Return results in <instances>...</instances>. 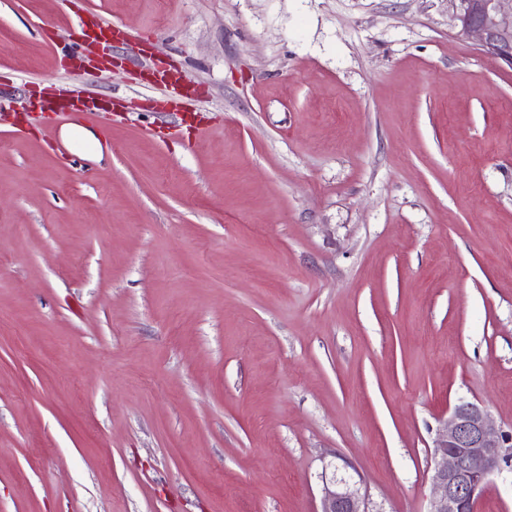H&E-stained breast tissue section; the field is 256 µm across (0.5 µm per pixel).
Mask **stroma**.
<instances>
[{"label":"stroma","mask_w":512,"mask_h":512,"mask_svg":"<svg viewBox=\"0 0 512 512\" xmlns=\"http://www.w3.org/2000/svg\"><path fill=\"white\" fill-rule=\"evenodd\" d=\"M108 23L112 69L54 32ZM0 512H426L512 431V67L449 0H0ZM161 61L197 86L149 91ZM74 86L101 159L24 110ZM433 448L426 512H474L490 477L512 461V433L503 431L480 404L460 401ZM332 476L327 480L322 476L320 510L317 512H372L366 494L350 485V478L337 476L336 465Z\"/></svg>","instance_id":"obj_1"}]
</instances>
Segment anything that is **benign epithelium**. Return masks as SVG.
I'll return each mask as SVG.
<instances>
[{
	"mask_svg": "<svg viewBox=\"0 0 512 512\" xmlns=\"http://www.w3.org/2000/svg\"><path fill=\"white\" fill-rule=\"evenodd\" d=\"M459 35L478 37L482 51L512 66V7L506 0H450ZM512 462V433L480 404L461 401L448 413L434 442L432 495L426 512H475L478 498L501 464ZM318 512H372L350 479H322Z\"/></svg>",
	"mask_w": 512,
	"mask_h": 512,
	"instance_id": "7a95c632",
	"label": "benign epithelium"
}]
</instances>
